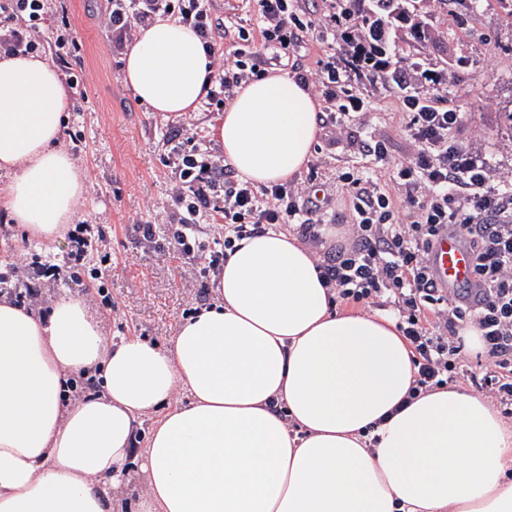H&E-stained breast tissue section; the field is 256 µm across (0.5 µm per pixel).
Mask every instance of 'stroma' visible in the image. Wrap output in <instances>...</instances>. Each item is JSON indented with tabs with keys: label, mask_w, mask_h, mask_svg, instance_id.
<instances>
[{
	"label": "stroma",
	"mask_w": 512,
	"mask_h": 512,
	"mask_svg": "<svg viewBox=\"0 0 512 512\" xmlns=\"http://www.w3.org/2000/svg\"><path fill=\"white\" fill-rule=\"evenodd\" d=\"M220 27L210 41L216 56H232L239 29L257 30V0H209ZM418 11L433 26L436 39L415 51L420 70L439 72L443 83L433 91L465 114L452 142L481 157L495 175H512V0H474L460 8L452 0H417ZM107 0H70L68 16L49 12L35 39L37 51L50 56L64 23L78 33L69 59L88 99L73 103L64 125V142L88 171L87 198L80 223L94 227L93 251L75 279L47 281L35 304L46 308L61 294L84 299L101 321L108 338L139 336L165 342L179 323L213 299L212 279L223 264L224 227L206 214L196 217L200 249L174 251L181 208L174 163L179 155L200 160L222 158L212 129L224 114L215 99L205 98L198 111L163 116L141 103L123 80L127 36L108 29L103 18ZM367 110L358 115L355 134L379 136L388 149L386 161L354 153L346 144L318 133L311 156L296 183L316 181L330 204L323 224L353 223L355 217L338 175L366 170L384 189H392L395 168L407 160L413 144L394 113L398 90L358 81ZM152 225L145 235L144 225ZM67 240L47 245L31 238L19 224L0 220L1 287L13 293L29 270L17 265L62 259Z\"/></svg>",
	"instance_id": "35a3bbf8"
}]
</instances>
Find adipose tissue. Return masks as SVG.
Returning a JSON list of instances; mask_svg holds the SVG:
<instances>
[{"mask_svg":"<svg viewBox=\"0 0 512 512\" xmlns=\"http://www.w3.org/2000/svg\"><path fill=\"white\" fill-rule=\"evenodd\" d=\"M123 61L155 112L196 111L210 89L209 48L169 17ZM71 105L46 58L0 52V210L48 243L86 193L62 144ZM319 110L271 73L236 92L216 138L242 179L280 183L308 162ZM317 262L286 231L234 240L212 304L165 344L109 341L77 297L40 313L1 297L0 512H512V421L454 383L412 394L396 319L337 310ZM80 376L95 389L78 398Z\"/></svg>","mask_w":512,"mask_h":512,"instance_id":"1","label":"adipose tissue"}]
</instances>
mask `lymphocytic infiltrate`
Instances as JSON below:
<instances>
[{"label":"lymphocytic infiltrate","mask_w":512,"mask_h":512,"mask_svg":"<svg viewBox=\"0 0 512 512\" xmlns=\"http://www.w3.org/2000/svg\"><path fill=\"white\" fill-rule=\"evenodd\" d=\"M261 25L257 33L239 30L232 58L213 62L209 79L221 92L246 83L249 74H264L273 62L287 58L293 47L316 30L302 0H258ZM49 9V0H0V50L30 53V32ZM161 11L192 25L209 39L212 18L203 0H112L105 24L128 35ZM301 83L316 81L330 105L325 125L330 135H345L359 154L385 160L387 146L378 137L361 138L349 132L350 114L363 109L355 80L367 77L388 85V70L367 61L364 53L327 56L315 78L303 70ZM401 126L414 150L396 169V194L382 192L363 171L342 174L341 180L356 214L348 227V243L336 244L333 254L317 268L342 303L365 309L393 308L398 330L408 341L417 369L419 392L453 380V356L464 347L462 332L475 327L490 364L485 372L469 373L472 387L494 399L504 416H512V181L494 179L486 163L451 143V132L463 122L457 108L430 93L400 98ZM179 179L192 201L181 217L175 238L178 251L192 252L194 218L214 210L224 223L225 240L240 239L279 224L298 225L302 237L317 239L321 207L302 188L274 184L256 187L239 178L223 162L197 161L183 156ZM224 188V203L214 206L212 191ZM457 235L474 257V280L465 298L440 287L429 262L435 238Z\"/></svg>","instance_id":"obj_1"}]
</instances>
